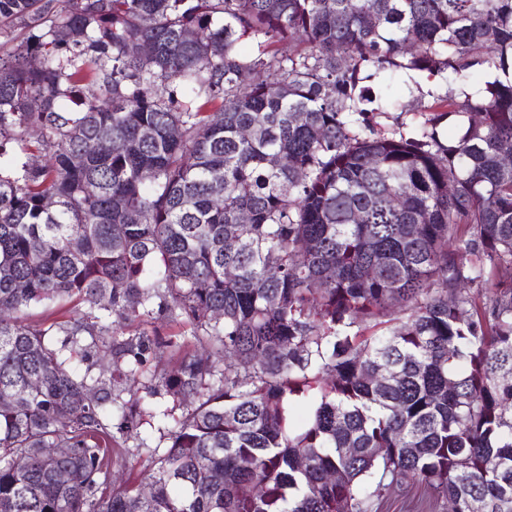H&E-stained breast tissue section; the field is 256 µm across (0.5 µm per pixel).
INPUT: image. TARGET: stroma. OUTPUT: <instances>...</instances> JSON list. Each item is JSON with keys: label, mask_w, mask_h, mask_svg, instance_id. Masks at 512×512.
<instances>
[{"label": "stroma", "mask_w": 512, "mask_h": 512, "mask_svg": "<svg viewBox=\"0 0 512 512\" xmlns=\"http://www.w3.org/2000/svg\"><path fill=\"white\" fill-rule=\"evenodd\" d=\"M430 81H422L421 85L401 86L400 97L404 104H430L427 94L431 89ZM395 108L375 113L373 121L378 127L393 129L404 127L411 129L413 122L419 121V114ZM112 328L118 339L144 337L151 345L150 351L143 358L136 378L135 387H128L125 380H117L116 389L121 390L126 401H139L142 416L136 430L129 431L123 427L122 413L113 410V435L118 443L121 461L112 468L113 484H121L128 474H138L140 479H147L152 472L150 461L155 451L165 449L167 439L162 438L164 430L173 428L185 413L183 405L165 393L149 395L145 388L148 385H160L162 375L171 371L183 356L199 353L200 347L191 335L190 325L171 320L167 314L160 313L147 321L125 322L113 319Z\"/></svg>", "instance_id": "35a3bbf8"}]
</instances>
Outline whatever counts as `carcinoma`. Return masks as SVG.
Wrapping results in <instances>:
<instances>
[{"instance_id":"cac0c4a2","label":"carcinoma","mask_w":512,"mask_h":512,"mask_svg":"<svg viewBox=\"0 0 512 512\" xmlns=\"http://www.w3.org/2000/svg\"><path fill=\"white\" fill-rule=\"evenodd\" d=\"M13 28L0 512H381L410 484L512 512V0H0ZM401 76L468 93L378 132ZM71 299L208 351L164 378L186 413L147 485L107 489L112 380L64 353L111 326L22 320ZM148 350L112 339L127 377ZM317 400V390L307 388L304 394L296 397L288 405V426L296 429L301 427L309 413L310 408Z\"/></svg>"}]
</instances>
